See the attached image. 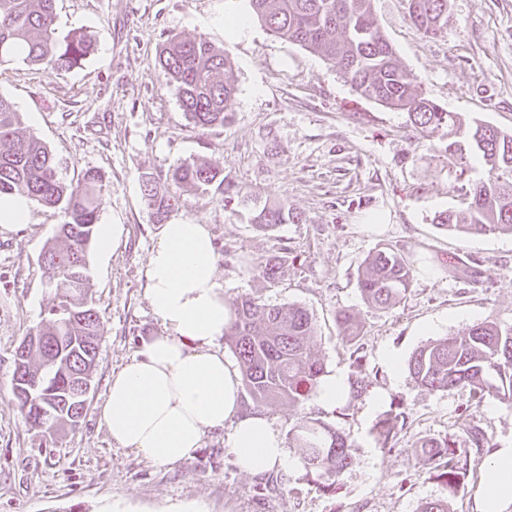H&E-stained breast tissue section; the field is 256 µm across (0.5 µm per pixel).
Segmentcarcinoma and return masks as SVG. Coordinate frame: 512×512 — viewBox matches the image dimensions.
Masks as SVG:
<instances>
[{
    "instance_id": "obj_1",
    "label": "carcinoma",
    "mask_w": 512,
    "mask_h": 512,
    "mask_svg": "<svg viewBox=\"0 0 512 512\" xmlns=\"http://www.w3.org/2000/svg\"><path fill=\"white\" fill-rule=\"evenodd\" d=\"M55 0H0V64L23 61L61 74L91 54L93 44L81 30L60 38L55 28ZM253 14L275 36L321 55L337 65L354 90L382 106L407 114L421 136L442 131L448 137V174L458 184L462 209L438 213L436 225L464 235L512 234V134L465 122L419 91L417 77L398 62L380 34L373 0H248ZM409 20L426 33L448 26V0H409ZM159 64L167 88L190 120L200 128L224 125L236 88L229 50L202 37L167 38ZM21 117L0 95V196L22 195L59 212L55 243L42 255L47 284L58 299L50 318L22 339L25 356L15 366L12 390L26 424L48 433L79 426L85 410L79 380L92 374L105 328L89 296L87 255L99 232L98 199L102 177L88 170L75 184L59 177L47 146L21 132ZM480 157L490 173L486 181L466 178L471 156ZM169 184L142 176L143 195L157 223L166 220L179 200L177 190L214 191L220 201L241 197L237 185L212 164L184 161L168 176ZM282 203L266 205L255 216L261 228L295 221ZM414 279V266L399 249L386 246L370 253L358 276V288L373 306L389 308L403 300ZM340 333L355 346L361 333L358 316L336 315ZM237 357L245 392L257 404L298 407L318 389L324 365L312 351L316 327L312 316L294 304L270 306L257 297L233 303L224 333ZM415 383L429 391L463 388L473 397L486 395L512 405V326L482 322L463 333L430 342L408 361ZM405 425L400 405L374 426L377 442L392 449ZM461 430L476 451L488 447L486 432L464 419ZM289 445L300 448L306 467L326 491L336 489L351 462L349 443L338 429L323 422L301 421L289 433ZM418 452L455 492L467 473V462L450 438L426 439Z\"/></svg>"
}]
</instances>
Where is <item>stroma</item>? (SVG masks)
Instances as JSON below:
<instances>
[{
  "label": "stroma",
  "instance_id": "1",
  "mask_svg": "<svg viewBox=\"0 0 512 512\" xmlns=\"http://www.w3.org/2000/svg\"><path fill=\"white\" fill-rule=\"evenodd\" d=\"M247 0H56L58 36L80 29L95 51L56 75L22 60L0 67V95L21 114V130L39 138L58 175L78 181L100 172L106 189L99 221L115 226L112 248L92 243L89 290L105 325L92 390L79 426L50 435L25 424L12 391L15 350L45 321L57 299L41 255L54 241L60 214L31 207L26 225L0 231V512H421L450 497L453 512H479L490 452L512 445V406L466 390L428 391L407 363L419 347L487 320L512 325V235L461 236L438 228V212L456 208L446 142L424 145L403 112L356 94L337 67L274 37L248 13ZM248 14L243 36H230L228 14ZM383 37L430 100L466 121L512 134V0H450L448 26L417 30L407 0H375ZM171 35L206 37L230 50L236 94L224 125L200 128L165 86L159 49ZM199 158L223 170L248 197L225 209L209 193L181 190L169 221L208 225L220 256L227 302L245 296L304 307L317 326L314 353L327 375L352 381L356 369L336 325L357 312L368 391L336 408L311 398L242 410L266 414L281 432L321 421L351 444V465L336 492H324L305 466L253 476L206 439L185 462L160 465L115 444L98 409L107 383L158 331L144 290V270L160 226L140 177L166 178L176 163ZM281 200L297 223L256 226L264 204ZM394 245L409 255L415 278L389 309L365 303L357 280L372 251ZM281 275L266 281V259ZM465 263L468 274L452 273ZM402 364L388 365L389 354ZM403 401L406 424L394 449L380 447L374 425ZM480 425L488 449L468 456L467 477L449 494L415 446L457 436L462 419Z\"/></svg>",
  "mask_w": 512,
  "mask_h": 512
}]
</instances>
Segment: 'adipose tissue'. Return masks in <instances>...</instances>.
<instances>
[{
  "label": "adipose tissue",
  "mask_w": 512,
  "mask_h": 512,
  "mask_svg": "<svg viewBox=\"0 0 512 512\" xmlns=\"http://www.w3.org/2000/svg\"><path fill=\"white\" fill-rule=\"evenodd\" d=\"M217 268L207 225L162 226L144 271L146 297L162 330L142 340L112 374L100 419L120 447L160 464L190 459L207 438L221 435L226 455L244 472L293 467L268 417L240 414L238 369L220 344L230 307ZM511 504L512 448H498L480 512H505Z\"/></svg>",
  "instance_id": "obj_1"
}]
</instances>
